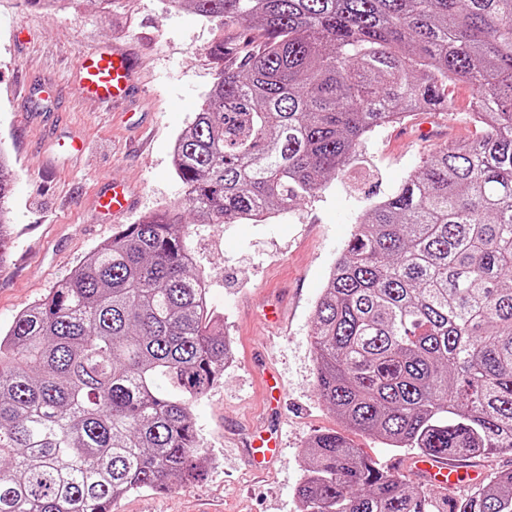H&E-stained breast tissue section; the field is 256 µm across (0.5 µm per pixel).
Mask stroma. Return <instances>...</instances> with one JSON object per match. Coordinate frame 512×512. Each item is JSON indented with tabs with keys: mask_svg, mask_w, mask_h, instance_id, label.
I'll use <instances>...</instances> for the list:
<instances>
[{
	"mask_svg": "<svg viewBox=\"0 0 512 512\" xmlns=\"http://www.w3.org/2000/svg\"><path fill=\"white\" fill-rule=\"evenodd\" d=\"M263 43L259 26L189 10L164 0H66L49 11L28 0H0V146L16 172L12 243L0 264V329L27 304L44 298L117 224L93 221L104 181L124 182L139 200L136 223L161 207L182 209L185 188L173 167V144L193 120L224 69L242 65ZM223 54H215L216 45ZM114 46L130 54L143 100L108 110L74 97L76 52ZM52 85L51 107L22 102L23 84ZM460 85H449L452 110L427 141L397 136L389 123L369 133L342 176L264 224H196L187 242L195 270L207 277V301L224 320L233 360L191 407L199 445L211 460L207 479L192 488L129 495L113 512H298L295 488L303 455L316 434L336 431L379 465L412 456L346 428L315 388L312 331L316 303L350 232L372 201L400 187L422 161L478 128ZM81 136L85 151L70 156ZM276 372L284 386L279 422L282 459L263 474L246 455L253 430L266 422L261 379Z\"/></svg>",
	"mask_w": 512,
	"mask_h": 512,
	"instance_id": "obj_1",
	"label": "stroma"
}]
</instances>
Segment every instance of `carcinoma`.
<instances>
[{
    "mask_svg": "<svg viewBox=\"0 0 512 512\" xmlns=\"http://www.w3.org/2000/svg\"><path fill=\"white\" fill-rule=\"evenodd\" d=\"M254 23L175 140L193 220L259 221L344 173L365 136L477 93V138L373 204L314 317L316 388L392 448L512 452V0H178ZM13 172L0 151V263ZM169 210L128 224L0 332V512H112L208 473L191 405L230 353ZM299 512H429V493L336 432L315 435ZM453 512H512V472Z\"/></svg>",
    "mask_w": 512,
    "mask_h": 512,
    "instance_id": "1",
    "label": "carcinoma"
}]
</instances>
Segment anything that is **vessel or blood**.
<instances>
[{"mask_svg":"<svg viewBox=\"0 0 512 512\" xmlns=\"http://www.w3.org/2000/svg\"><path fill=\"white\" fill-rule=\"evenodd\" d=\"M74 94L77 98L94 99L112 107L129 101L137 94L130 58L120 49L109 46L80 51L76 56ZM134 205L130 189L121 183L105 184L96 194L95 211L100 215L119 217L132 210ZM280 454L277 431L270 425L254 439L250 462L263 467L274 462ZM395 469L441 490L475 483L482 477L479 468L454 465L444 458L427 455L396 462Z\"/></svg>","mask_w":512,"mask_h":512,"instance_id":"obj_1","label":"vessel or blood"}]
</instances>
